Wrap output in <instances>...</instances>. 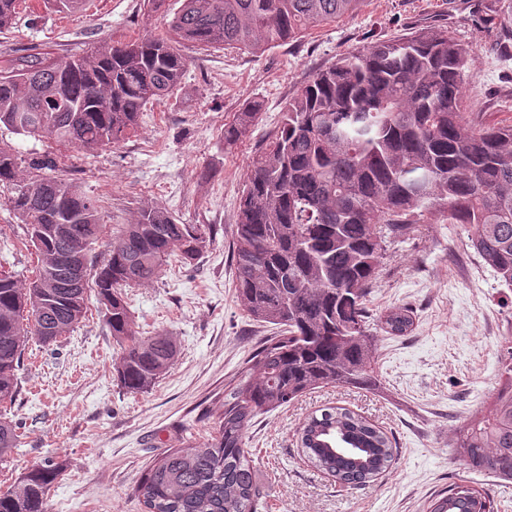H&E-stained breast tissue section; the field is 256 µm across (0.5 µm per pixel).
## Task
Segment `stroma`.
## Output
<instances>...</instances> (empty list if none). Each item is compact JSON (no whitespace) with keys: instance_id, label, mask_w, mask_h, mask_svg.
Instances as JSON below:
<instances>
[{"instance_id":"35a3bbf8","label":"stroma","mask_w":512,"mask_h":512,"mask_svg":"<svg viewBox=\"0 0 512 512\" xmlns=\"http://www.w3.org/2000/svg\"><path fill=\"white\" fill-rule=\"evenodd\" d=\"M20 0L0 55H82L98 41L161 34L162 13L144 0H84L74 13L52 0L33 10ZM489 0H366L360 10L310 35L258 54L199 50L174 95L149 104L138 128L117 147L72 153L67 175L96 197L110 226L129 223L152 202L183 224L215 228L199 258L172 260L152 284L125 299L142 334L173 336L179 354L151 387L133 394L117 382L121 345L97 307L70 335L45 346L29 339L13 399L0 421L20 444L0 460V492L50 460L60 474L47 512H143L137 486L165 451L209 436L219 425L224 383L270 331L236 302L229 245L253 156L275 134L288 99L314 74L354 48L420 28L448 31L471 56L465 96L487 120L512 123V60L497 57L500 30ZM261 114L234 145L224 127L250 102ZM35 256L0 207V265L31 273ZM408 306L412 331L380 334L372 357L376 389L322 388L255 416L245 435L268 512H426L439 491L466 482L494 512H512V481L468 470L453 444L460 427L487 409L497 371L512 354V289L499 284L456 224L432 218L418 236L388 243L369 297L373 313ZM370 419L397 450L392 468L362 486H343L300 455L296 429L323 406Z\"/></svg>"}]
</instances>
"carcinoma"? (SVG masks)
I'll return each mask as SVG.
<instances>
[{
  "label": "carcinoma",
  "instance_id": "carcinoma-1",
  "mask_svg": "<svg viewBox=\"0 0 512 512\" xmlns=\"http://www.w3.org/2000/svg\"><path fill=\"white\" fill-rule=\"evenodd\" d=\"M147 0L164 10L165 31L125 43L101 40L83 56L30 53L0 68V127L94 155L136 130L143 109L181 85L191 42L252 53L300 38L356 13L364 0ZM500 57L512 59V0ZM16 0H0V32ZM470 53L448 32L424 28L339 55L283 110L278 130L251 160L232 240L236 299L270 324L245 367L224 383L219 429L156 458L138 494L144 512H258L262 494L245 434L253 417L321 387L377 386L369 351L380 332L404 336L407 307L373 315L368 306L386 243L421 232L428 216L461 225L471 246L512 288V125L477 123L462 91ZM249 103L224 128L232 144L257 121ZM65 155H21L0 138V186L35 250L34 274L0 268V402L18 389L21 347L70 334L90 295L102 305L123 351L114 371L130 393L146 390L173 364L165 334L140 336L124 288L152 283L173 257L190 261L214 234L143 205L93 260L108 234L97 201L59 174ZM489 412L467 423L455 452L467 468L512 480V351L498 373ZM301 453L342 484L363 485L394 461L391 438L366 417L338 406L312 413L297 431ZM0 421V459L18 447ZM59 475L50 460L0 494V512H46ZM485 498L454 484L429 512H480Z\"/></svg>",
  "mask_w": 512,
  "mask_h": 512
}]
</instances>
